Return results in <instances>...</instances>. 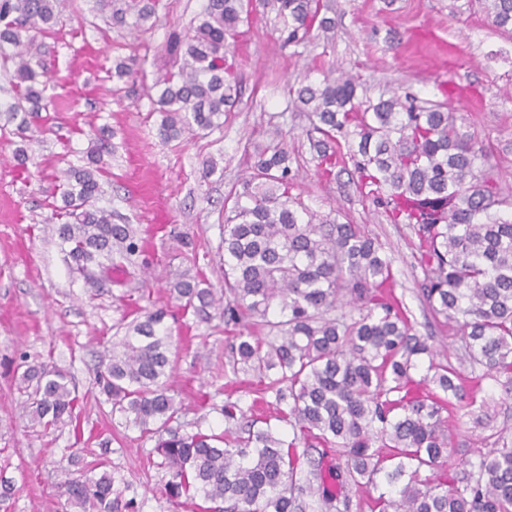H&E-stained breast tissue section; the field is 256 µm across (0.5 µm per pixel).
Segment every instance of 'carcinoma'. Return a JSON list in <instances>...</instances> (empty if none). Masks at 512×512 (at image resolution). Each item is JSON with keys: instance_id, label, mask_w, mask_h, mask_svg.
I'll list each match as a JSON object with an SVG mask.
<instances>
[{"instance_id": "cac0c4a2", "label": "carcinoma", "mask_w": 512, "mask_h": 512, "mask_svg": "<svg viewBox=\"0 0 512 512\" xmlns=\"http://www.w3.org/2000/svg\"><path fill=\"white\" fill-rule=\"evenodd\" d=\"M498 31L512 36V0H477ZM66 0H0V64L13 67L20 98L7 109L20 119L49 111L45 97L49 47L38 40L61 21ZM281 47L307 49L313 30L331 28L324 0H271ZM112 25L144 32L160 0H103ZM251 10L244 0H207L193 30L170 31L173 68L159 76L156 99L164 140L211 132L240 96L230 42ZM135 55L116 63L112 78L137 71ZM314 117L310 148L326 172L353 167L366 191L418 241V294L435 321L460 336L457 362H442L394 293L391 260L358 224L312 212L289 195L294 174L280 130L256 150L252 172L224 216V295L185 277L171 293L201 320L216 307L225 324L254 318L261 336H237L228 366L274 394L275 419L286 440L266 424L246 421L239 401L226 399L230 434L187 433L168 394L173 368L171 329L162 308L125 325L99 359L97 384L112 413L158 436L164 489L176 502L199 498L203 512H352L346 488L372 489L371 512H512V439L465 460L462 476L438 471L452 434L443 413L474 406L478 383L505 377L512 391V197L497 188L494 166L457 113L440 102L393 94H358L347 72L295 90ZM68 171L62 194L67 221L55 233L76 269L105 277L143 264L137 231L112 222L93 205L101 192V157ZM421 369L420 379L412 372ZM19 389L25 412L43 428L70 421L77 396L67 375L26 365ZM336 448V473L326 482L324 448ZM430 474H422L423 470ZM78 512H141L115 487L112 473L64 480Z\"/></svg>"}]
</instances>
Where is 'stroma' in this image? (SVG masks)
<instances>
[{
  "mask_svg": "<svg viewBox=\"0 0 512 512\" xmlns=\"http://www.w3.org/2000/svg\"><path fill=\"white\" fill-rule=\"evenodd\" d=\"M205 2L162 0L159 22L134 50L95 0H68L49 38L54 107L43 113L37 141L23 143L12 124L0 130V474L16 487L7 512H73L60 488L61 465L77 476L101 461L117 485L135 494L141 512H197L192 500L166 499L155 438L113 415L95 383L97 357L111 345L117 322L145 310L169 312V385L186 431L223 433L220 409L230 395L257 422L274 418L272 402H253L255 378L229 369L233 334L223 320L200 322L169 294L185 273L223 287L224 203L250 174L247 154L273 129L282 131L297 172L292 197L320 215L339 212L341 221L378 237L411 321L433 335L442 356H456L457 336L434 321L417 292L421 269L410 230L362 198L352 172L322 177L307 141L310 119L290 91L331 68L350 72L374 95L409 92L444 103L449 85L467 87L481 107L456 102L452 109L498 170L501 190L512 194V37L469 11L467 0H328L333 29L296 55L281 48L274 11L253 0L257 16L237 61L239 104L221 129L167 142L149 88L167 68L169 32L196 22ZM134 52L144 60V76L113 81V61ZM100 141L110 177L96 205L133 225L148 271L116 269L92 283L75 270L52 228L67 171L87 165ZM21 146L24 162L16 155ZM24 359L67 373L77 395L71 422L46 432L19 420L24 396L16 367ZM448 426L453 449L443 467L453 476L463 469L464 449L490 448L494 433L512 432V397L499 381L483 379L472 413L450 416Z\"/></svg>",
  "mask_w": 512,
  "mask_h": 512,
  "instance_id": "1",
  "label": "stroma"
}]
</instances>
